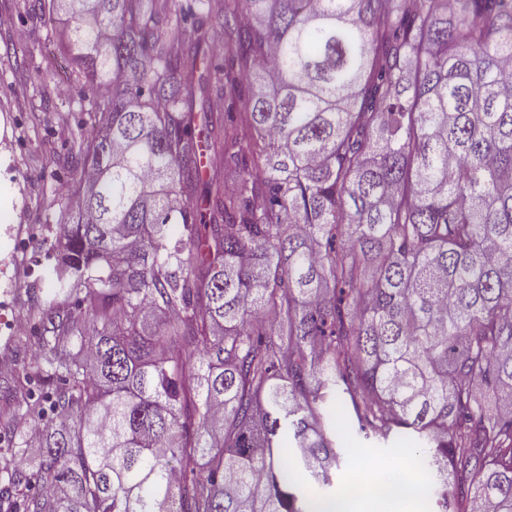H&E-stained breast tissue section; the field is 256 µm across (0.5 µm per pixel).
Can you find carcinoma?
Segmentation results:
<instances>
[{"mask_svg":"<svg viewBox=\"0 0 512 512\" xmlns=\"http://www.w3.org/2000/svg\"><path fill=\"white\" fill-rule=\"evenodd\" d=\"M36 11L65 17L99 129L23 366L55 426L30 472L0 448L4 494L316 512L338 401L364 438L425 449L438 512H512V0Z\"/></svg>","mask_w":512,"mask_h":512,"instance_id":"obj_1","label":"carcinoma"}]
</instances>
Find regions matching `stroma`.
Returning <instances> with one entry per match:
<instances>
[{"label":"stroma","mask_w":512,"mask_h":512,"mask_svg":"<svg viewBox=\"0 0 512 512\" xmlns=\"http://www.w3.org/2000/svg\"><path fill=\"white\" fill-rule=\"evenodd\" d=\"M0 15L13 21L12 28L0 29V225H18L25 241L9 268L16 276L18 298L0 313L27 322L25 329L11 333L14 360L20 363L42 344L44 330L33 299L53 287L51 245L71 207L63 192L71 182L67 160L74 141L91 132L92 120L79 107L86 92L69 81L59 52L62 20L36 17L33 0H0ZM28 415L26 406H9L0 399V448L20 447L18 464L27 471L39 455L26 446L27 430L19 424ZM337 451L335 485L356 474L354 458L360 453L403 470L411 481L427 482L423 472L410 467L408 449L365 439L348 427L340 429Z\"/></svg>","instance_id":"1"}]
</instances>
